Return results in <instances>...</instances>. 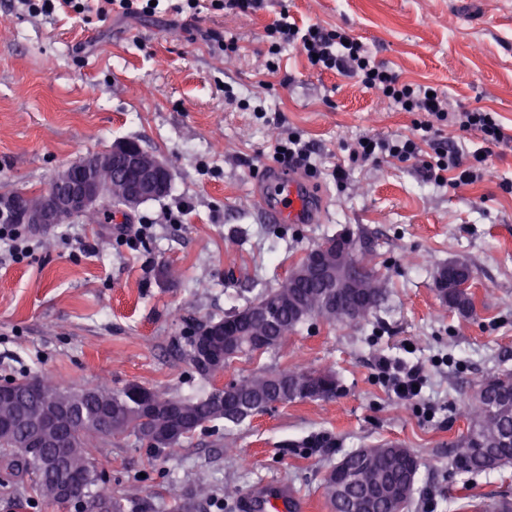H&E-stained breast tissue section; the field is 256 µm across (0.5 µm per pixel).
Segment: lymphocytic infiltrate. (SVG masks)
Returning <instances> with one entry per match:
<instances>
[{
	"label": "lymphocytic infiltrate",
	"mask_w": 512,
	"mask_h": 512,
	"mask_svg": "<svg viewBox=\"0 0 512 512\" xmlns=\"http://www.w3.org/2000/svg\"><path fill=\"white\" fill-rule=\"evenodd\" d=\"M18 3L31 14H48L58 9L81 14L93 9L102 15L115 11L137 16L153 11L151 0H102L98 6L92 5L91 0H18ZM267 34L268 55L279 54L286 45L296 47L310 58L313 68L354 79L399 111L414 114L411 133L391 139L363 136L351 148V160L366 162L385 156L401 162L412 161L426 181L456 187L474 182L495 149L512 148V136L505 133L496 113L481 108H451L442 92L433 93L428 86L404 81L399 73L377 63L365 44L344 29L318 24L301 27L283 11L268 27ZM447 128L453 130V137H444ZM472 136L480 140L481 146L468 155L463 144ZM378 367L393 378L398 398L413 399L420 395L426 382L424 365L407 367L383 358Z\"/></svg>",
	"instance_id": "obj_1"
}]
</instances>
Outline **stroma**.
Segmentation results:
<instances>
[{"instance_id":"35a3bbf8","label":"stroma","mask_w":512,"mask_h":512,"mask_svg":"<svg viewBox=\"0 0 512 512\" xmlns=\"http://www.w3.org/2000/svg\"><path fill=\"white\" fill-rule=\"evenodd\" d=\"M176 3L159 0L140 17L78 18L0 0L9 29L0 37V194L46 191L63 168L119 140L171 172L164 197L108 224L28 230L31 256L0 263V383L49 375L81 388L104 378L115 389L203 397L212 381L190 361V333L348 231L372 245L386 289L368 319L310 318L282 345L234 359L217 380L330 369L338 395L209 424L174 451L112 437L92 459L98 486L144 512H224L225 485L243 494L285 485L301 512H327L326 472L350 451L392 441L419 457L406 512H461L464 496L512 495V463L474 474L449 464V445L468 426L465 395L483 376L512 372V150H496L488 176L458 187L386 158L335 181L342 141L409 133L414 116L336 72L314 71L293 47L269 73L265 37L284 9L301 25L349 29L403 80L438 88L451 106L496 112L512 133V0H266L247 16L205 8L193 17ZM220 39L239 52L224 55ZM266 112L281 113L316 151L321 174L309 189L324 204L319 223L261 217L257 192L277 134ZM175 212L179 223H169ZM123 224L148 225L142 243L122 239ZM454 260L473 270L476 311L467 318L434 288L437 270ZM164 266L177 277L160 276ZM382 355L426 364L421 398L395 397L376 366ZM171 481L181 503L165 492ZM31 496L28 484L0 479V512H97Z\"/></svg>"}]
</instances>
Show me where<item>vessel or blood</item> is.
Here are the masks:
<instances>
[{"mask_svg":"<svg viewBox=\"0 0 512 512\" xmlns=\"http://www.w3.org/2000/svg\"><path fill=\"white\" fill-rule=\"evenodd\" d=\"M257 202L263 221L269 224H314L319 220L304 187L289 170H267ZM290 497L284 486L260 488L247 494L243 507L245 512H287Z\"/></svg>","mask_w":512,"mask_h":512,"instance_id":"vessel-or-blood-1","label":"vessel or blood"}]
</instances>
